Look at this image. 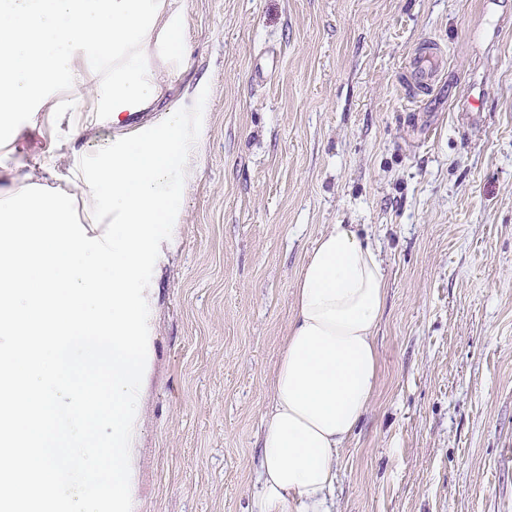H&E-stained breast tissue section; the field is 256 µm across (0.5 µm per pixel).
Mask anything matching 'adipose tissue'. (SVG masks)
<instances>
[{"label": "adipose tissue", "mask_w": 512, "mask_h": 512, "mask_svg": "<svg viewBox=\"0 0 512 512\" xmlns=\"http://www.w3.org/2000/svg\"><path fill=\"white\" fill-rule=\"evenodd\" d=\"M180 0H0V200L43 184L76 195L89 236L94 199L73 146L98 126L134 131L169 86L163 54L187 55ZM110 54H103L104 46ZM103 55L88 65L91 52ZM52 141L10 165L22 125ZM386 279L377 251L347 224L323 231L306 257L262 420L257 512H328L336 459L380 379L376 330Z\"/></svg>", "instance_id": "1"}]
</instances>
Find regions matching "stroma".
I'll list each match as a JSON object with an SVG mask.
<instances>
[{"label": "stroma", "instance_id": "1", "mask_svg": "<svg viewBox=\"0 0 512 512\" xmlns=\"http://www.w3.org/2000/svg\"><path fill=\"white\" fill-rule=\"evenodd\" d=\"M479 2L183 0L191 52L156 109L208 87L205 137L156 277L132 512H254L269 376L332 224L379 250L387 288L329 512H512V0ZM429 38L446 64L415 100ZM486 93L484 88L477 85L470 86L459 98L455 105V112L461 116H473L485 109Z\"/></svg>", "mask_w": 512, "mask_h": 512}]
</instances>
